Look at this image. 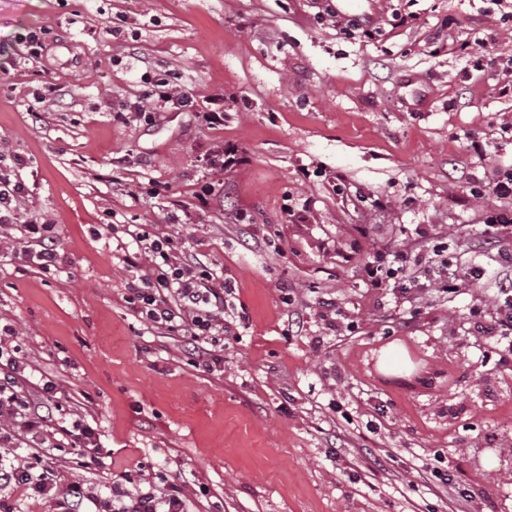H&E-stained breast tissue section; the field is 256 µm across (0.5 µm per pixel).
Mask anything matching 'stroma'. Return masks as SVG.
<instances>
[{
  "mask_svg": "<svg viewBox=\"0 0 512 512\" xmlns=\"http://www.w3.org/2000/svg\"><path fill=\"white\" fill-rule=\"evenodd\" d=\"M383 34L345 35L309 0H0V150L21 156V217L53 222V273L0 236V322L61 411L39 453L102 500L181 484L187 512H512V361L473 334L496 283L446 297L368 287L377 249L447 240L458 268L486 264L472 181L512 162V25L487 0H373ZM122 17L121 32L103 24ZM52 30L47 64L14 67L21 34ZM480 37L492 66L466 70ZM191 88V110L125 123L100 100H135L145 75ZM61 93L32 106L47 85ZM224 127L209 129L211 95ZM243 150L207 168L216 142ZM120 184H113V177ZM215 186L207 208L194 191ZM380 198L377 209L369 197ZM190 223H170L175 208ZM148 225L201 253L230 292L224 362L196 365L180 332L141 318L113 238ZM426 238H417L416 227ZM333 300L336 327L320 318ZM398 343L415 365L380 372ZM96 429L77 455L64 429ZM447 470L440 483L434 468Z\"/></svg>",
  "mask_w": 512,
  "mask_h": 512,
  "instance_id": "35a3bbf8",
  "label": "stroma"
}]
</instances>
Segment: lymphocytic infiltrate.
Masks as SVG:
<instances>
[{"mask_svg":"<svg viewBox=\"0 0 512 512\" xmlns=\"http://www.w3.org/2000/svg\"><path fill=\"white\" fill-rule=\"evenodd\" d=\"M152 88L129 103L121 118L131 121L153 112L193 107L192 89L171 85L164 77H152ZM26 195L13 169L0 168V225L19 222L20 204ZM22 223V222H19ZM23 225L21 255L45 271L56 270L60 262L58 236L54 224L31 217ZM137 258L147 263L140 282L129 285L130 299L143 318L173 331L183 332L195 354L205 366L220 364L222 358L208 349L213 336L234 333L232 321L224 315V285L217 282L198 256L181 250L169 236L146 232L135 236ZM419 258L407 250H377L362 268L364 280L374 288L390 287L397 272L419 267ZM494 310L480 306L471 309L474 329L481 336L494 339L502 359L512 358V280L501 283ZM12 328L0 333V447H13L16 441L37 444L44 428L54 420L59 409L54 382L42 384L39 394H31L19 383L22 362L8 350L6 338ZM41 457L29 453L10 464L0 463V490L13 487L28 496L55 502L58 512H89L97 496L87 494L77 484L61 488L58 475L41 470ZM124 500L114 512H185L183 491L176 485L150 486L149 490L124 491Z\"/></svg>","mask_w":512,"mask_h":512,"instance_id":"1","label":"lymphocytic infiltrate"}]
</instances>
